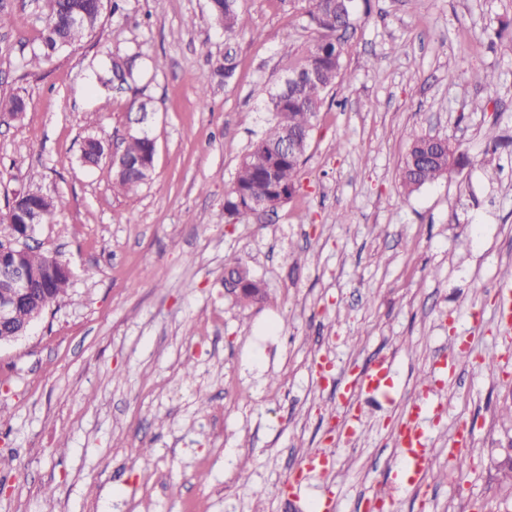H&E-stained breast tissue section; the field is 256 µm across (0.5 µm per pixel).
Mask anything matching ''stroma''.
Returning a JSON list of instances; mask_svg holds the SVG:
<instances>
[{
  "mask_svg": "<svg viewBox=\"0 0 512 512\" xmlns=\"http://www.w3.org/2000/svg\"><path fill=\"white\" fill-rule=\"evenodd\" d=\"M1 1L0 98L27 107L0 121V214L15 193L51 196L56 217L34 238L72 278L25 337L0 345V512H316L330 483L338 512H366L375 495L383 512H512L496 469L512 433L499 415L512 404V329L494 288L512 267V41L488 36L512 23V0H356L348 78L318 115L300 190L235 225L224 194L266 119L263 90L282 47L314 36L301 0H245L262 36L239 38L234 78L205 102L197 89L224 58L207 0H122L37 69L38 0ZM117 51L162 66L101 112L93 71ZM483 69L494 91L471 80ZM135 98L154 110V173L122 195L108 162L83 165L80 147L90 134L118 146ZM413 133L448 139L466 162L408 196L398 174ZM228 255L266 303L244 309L225 290ZM455 337L467 362L433 370ZM383 355L387 395L360 400L363 428L336 446L344 385L321 384L315 358L360 373ZM425 396L442 409L426 418L420 496L395 436ZM462 421L464 476L450 453ZM312 449L334 453V471L309 473L291 501L269 496Z\"/></svg>",
  "mask_w": 512,
  "mask_h": 512,
  "instance_id": "obj_1",
  "label": "stroma"
}]
</instances>
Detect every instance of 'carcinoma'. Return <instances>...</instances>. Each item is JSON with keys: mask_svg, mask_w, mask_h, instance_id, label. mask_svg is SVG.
<instances>
[{"mask_svg": "<svg viewBox=\"0 0 512 512\" xmlns=\"http://www.w3.org/2000/svg\"><path fill=\"white\" fill-rule=\"evenodd\" d=\"M308 22L319 32V38L294 56L288 47L281 49L287 59L284 75L291 82L280 83L265 90L263 110L268 119L262 133L249 145L241 157L231 186L224 197V213L229 222L242 224L255 216V203L263 202L274 211L284 205L300 189V166L309 150L315 119L326 95L341 87L346 79L344 67L345 35L355 29L353 0H303ZM79 12L84 23L72 26L68 17ZM212 23L224 31L228 41H237L239 35L253 28L249 14L242 8V0H213L208 4ZM103 10L100 0H44V26L38 47L33 50L28 64L37 67L49 61L61 48L76 44L99 25ZM237 50L227 49L224 61L216 66L213 78L228 83L235 75ZM141 68L138 53H116L108 68L97 76L102 88L100 109L107 108L109 92L114 85L131 86ZM26 110L20 96L0 102V115L16 118ZM121 163H112L113 187L122 192H133L148 182L153 173L155 149L151 141L137 132L128 133L123 141ZM109 155L106 143L90 136L83 142L81 161L96 165ZM448 142L433 136L411 135V147L399 178L406 195H411L426 184L447 175ZM37 211L39 221H53L56 205L52 198L38 192L16 194L7 201V211L0 216V259H12L14 241L19 225L25 217ZM25 264L35 273L38 287L44 289L42 301L53 303L67 294L69 269L41 252L39 246H29ZM224 287L253 288L250 298L237 297L243 307L264 302L268 294L262 283L252 278L240 265L239 258L229 256L224 261Z\"/></svg>", "mask_w": 512, "mask_h": 512, "instance_id": "carcinoma-1", "label": "carcinoma"}]
</instances>
